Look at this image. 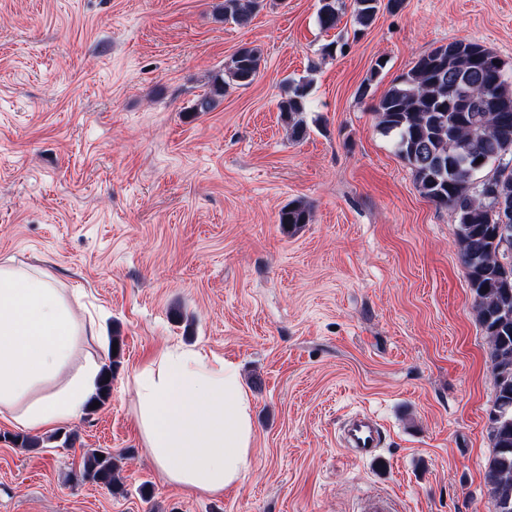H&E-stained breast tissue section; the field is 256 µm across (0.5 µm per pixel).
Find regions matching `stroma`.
Here are the masks:
<instances>
[{
	"label": "stroma",
	"mask_w": 512,
	"mask_h": 512,
	"mask_svg": "<svg viewBox=\"0 0 512 512\" xmlns=\"http://www.w3.org/2000/svg\"><path fill=\"white\" fill-rule=\"evenodd\" d=\"M222 2L0 0V260L83 294L97 336L75 363L122 345L108 402L39 431L44 448L5 442L0 419V512H358L373 493L493 512L495 381L457 226L373 107L454 40L512 68V0H405L327 32L318 0H260L245 25ZM244 46L255 80L195 111ZM292 79L311 84L299 142L278 109ZM293 202L310 223L280 224ZM171 345L234 361L253 400L254 466L224 495L165 482L145 453L132 378ZM358 412L385 428L378 463L339 442ZM90 448L121 455V492L82 478Z\"/></svg>",
	"instance_id": "obj_1"
}]
</instances>
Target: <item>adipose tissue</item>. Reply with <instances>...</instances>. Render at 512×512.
<instances>
[{
    "instance_id": "ef3b65f1",
    "label": "adipose tissue",
    "mask_w": 512,
    "mask_h": 512,
    "mask_svg": "<svg viewBox=\"0 0 512 512\" xmlns=\"http://www.w3.org/2000/svg\"><path fill=\"white\" fill-rule=\"evenodd\" d=\"M76 292L47 272L0 262V418L36 431L79 416L95 394L100 366L71 362L94 335L78 319ZM50 393L32 397L41 384ZM144 447L164 479L204 496L236 487L252 468V401L238 366L201 351L166 347L133 375Z\"/></svg>"
}]
</instances>
